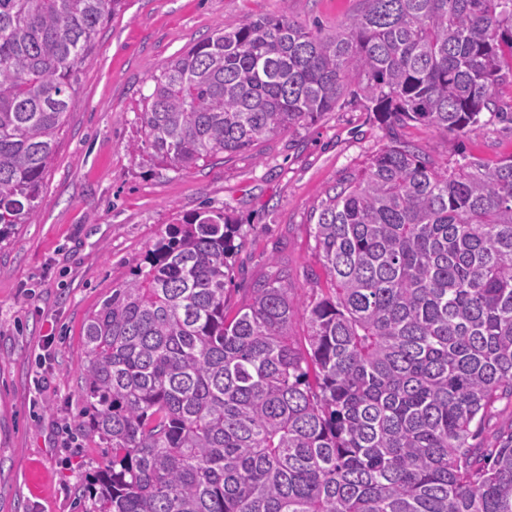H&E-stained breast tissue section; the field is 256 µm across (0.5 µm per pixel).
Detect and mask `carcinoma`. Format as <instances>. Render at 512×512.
<instances>
[{
	"instance_id": "carcinoma-1",
	"label": "carcinoma",
	"mask_w": 512,
	"mask_h": 512,
	"mask_svg": "<svg viewBox=\"0 0 512 512\" xmlns=\"http://www.w3.org/2000/svg\"><path fill=\"white\" fill-rule=\"evenodd\" d=\"M125 0H0V243L35 222L79 72ZM142 97L128 149L187 171L348 102L389 143L309 224L327 287L288 271L230 310L242 225L169 224L84 326L80 426L111 456L92 512H512V155L450 167L403 140L512 123V0H360L324 33L218 28ZM304 321L298 343L293 323ZM495 406L493 413L485 419L477 438L471 440V443L477 444L480 448H494L501 427L512 418L511 402L504 400Z\"/></svg>"
}]
</instances>
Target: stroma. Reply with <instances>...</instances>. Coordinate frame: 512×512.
I'll return each instance as SVG.
<instances>
[{
    "label": "stroma",
    "instance_id": "stroma-1",
    "mask_svg": "<svg viewBox=\"0 0 512 512\" xmlns=\"http://www.w3.org/2000/svg\"><path fill=\"white\" fill-rule=\"evenodd\" d=\"M358 8L359 0H127L104 26L36 221L0 244V512H88L79 494L110 451L76 426L84 324L168 224L206 206L242 224L231 306L278 261L298 296H310L307 274L318 266L312 206L388 141L373 113L354 103L246 154L187 172L152 167L127 149L152 75L216 28L248 17L285 11L305 27L332 29ZM401 134L439 162L512 154V124L464 139L418 124Z\"/></svg>",
    "mask_w": 512,
    "mask_h": 512
}]
</instances>
